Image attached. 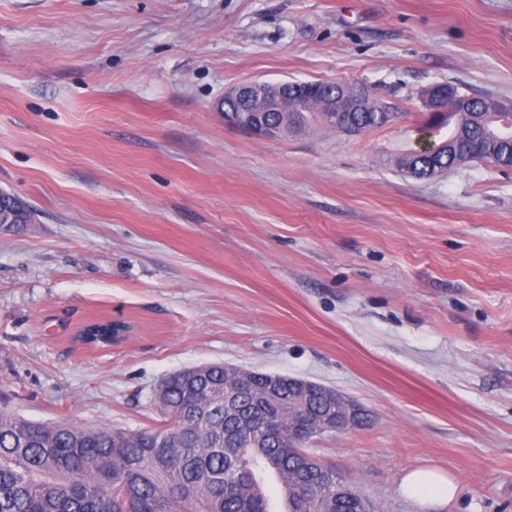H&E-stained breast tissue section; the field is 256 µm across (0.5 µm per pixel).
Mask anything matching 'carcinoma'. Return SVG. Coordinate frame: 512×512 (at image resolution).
Here are the masks:
<instances>
[{"label":"carcinoma","instance_id":"obj_1","mask_svg":"<svg viewBox=\"0 0 512 512\" xmlns=\"http://www.w3.org/2000/svg\"><path fill=\"white\" fill-rule=\"evenodd\" d=\"M314 94L339 98L344 82L311 81ZM487 99L462 95L468 111L457 102L445 105V120L428 126L452 127L448 141L470 162L496 168L512 167V138L496 137L494 112L483 110ZM258 120L282 134L320 124L314 101L296 112H258ZM346 120L373 130L385 125L374 112H349ZM396 166L415 179L435 176L429 160L408 153ZM84 336L94 346L112 345L110 325L92 326ZM309 413L318 419L325 397L306 393ZM161 420L155 426L126 430L109 426L49 424L0 411V512H273L271 498L260 482L261 463L276 469L284 512H378L362 493L350 489L336 499L306 493L314 475L305 462L309 440L288 444V424L302 414L283 402L259 410L242 400L238 411H224V364L207 363L174 372L155 392ZM269 425L265 439L248 449L224 447V436L241 432L242 420ZM240 468L247 476L224 481V470Z\"/></svg>","mask_w":512,"mask_h":512}]
</instances>
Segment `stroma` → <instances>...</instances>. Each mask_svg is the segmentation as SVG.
Returning a JSON list of instances; mask_svg holds the SVG:
<instances>
[{
    "mask_svg": "<svg viewBox=\"0 0 512 512\" xmlns=\"http://www.w3.org/2000/svg\"><path fill=\"white\" fill-rule=\"evenodd\" d=\"M250 79L396 117L260 139L215 109ZM435 83L512 102V0H0V190L36 213L0 233V411L137 430L223 362L365 406L309 450L380 512H512V169L398 170ZM416 468L454 499H409ZM104 322H112V324L97 323L92 325V329L96 332V335L94 336H84V334L81 333V329L79 332L80 338L86 343L94 346L116 345L126 339L129 332V326L125 322L117 320ZM110 325H112V329L110 328ZM109 333H112V336H109ZM402 486L407 496L421 504L448 502L456 492L454 480L449 475L433 469L420 468L407 472L403 477Z\"/></svg>",
    "mask_w": 512,
    "mask_h": 512,
    "instance_id": "35a3bbf8",
    "label": "stroma"
}]
</instances>
